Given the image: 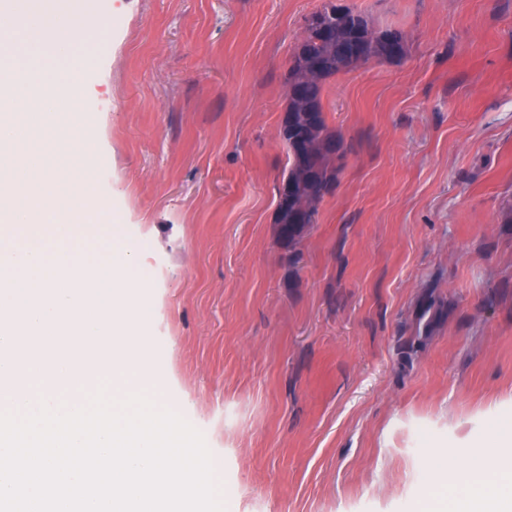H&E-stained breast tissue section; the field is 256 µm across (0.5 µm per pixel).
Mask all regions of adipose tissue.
I'll list each match as a JSON object with an SVG mask.
<instances>
[{"instance_id":"ef3b65f1","label":"adipose tissue","mask_w":512,"mask_h":512,"mask_svg":"<svg viewBox=\"0 0 512 512\" xmlns=\"http://www.w3.org/2000/svg\"><path fill=\"white\" fill-rule=\"evenodd\" d=\"M512 431L489 426L465 462L431 477L411 512H512V454L502 447Z\"/></svg>"}]
</instances>
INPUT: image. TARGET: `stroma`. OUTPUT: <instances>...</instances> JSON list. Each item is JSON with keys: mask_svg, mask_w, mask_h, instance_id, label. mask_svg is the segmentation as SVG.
<instances>
[{"mask_svg": "<svg viewBox=\"0 0 512 512\" xmlns=\"http://www.w3.org/2000/svg\"><path fill=\"white\" fill-rule=\"evenodd\" d=\"M405 53L327 80L336 181L289 260L288 62L327 0H92L95 192L149 275L169 395L225 512H406L512 415V0H334ZM452 305L423 347L427 292Z\"/></svg>", "mask_w": 512, "mask_h": 512, "instance_id": "35a3bbf8", "label": "stroma"}]
</instances>
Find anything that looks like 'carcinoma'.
I'll return each instance as SVG.
<instances>
[{"label": "carcinoma", "instance_id": "carcinoma-1", "mask_svg": "<svg viewBox=\"0 0 512 512\" xmlns=\"http://www.w3.org/2000/svg\"><path fill=\"white\" fill-rule=\"evenodd\" d=\"M319 23L306 28V36L296 45L289 68L288 82H297L294 93L308 102L315 112L311 125L293 123L280 126V136L288 154V185L294 196L305 199L302 220L281 228L294 247L308 225L315 223L316 203L329 193L336 181L334 156L341 149L336 134L330 132L323 111L326 81L341 72H348L357 63L372 59L391 61L404 53V37L398 30L378 34L367 20L350 8L325 5L316 11ZM450 305L426 296L420 303L416 332L429 331L448 315Z\"/></svg>", "mask_w": 512, "mask_h": 512}]
</instances>
